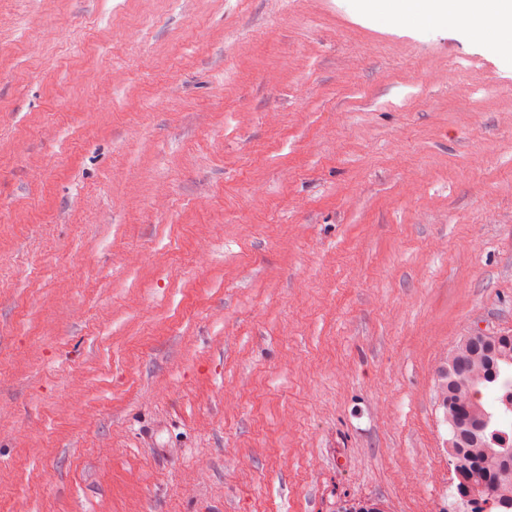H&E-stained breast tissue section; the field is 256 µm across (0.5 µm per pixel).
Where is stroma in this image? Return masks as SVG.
I'll return each instance as SVG.
<instances>
[{
	"mask_svg": "<svg viewBox=\"0 0 512 512\" xmlns=\"http://www.w3.org/2000/svg\"><path fill=\"white\" fill-rule=\"evenodd\" d=\"M395 5L0 0V512H448L512 58Z\"/></svg>",
	"mask_w": 512,
	"mask_h": 512,
	"instance_id": "35a3bbf8",
	"label": "stroma"
}]
</instances>
